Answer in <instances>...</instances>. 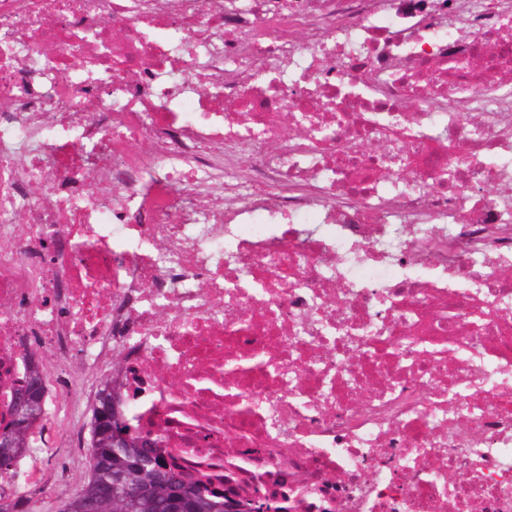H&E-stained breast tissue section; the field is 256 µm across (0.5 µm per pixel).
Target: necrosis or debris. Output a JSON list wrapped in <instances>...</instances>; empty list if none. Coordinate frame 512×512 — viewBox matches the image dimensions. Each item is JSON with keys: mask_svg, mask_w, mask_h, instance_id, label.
<instances>
[{"mask_svg": "<svg viewBox=\"0 0 512 512\" xmlns=\"http://www.w3.org/2000/svg\"><path fill=\"white\" fill-rule=\"evenodd\" d=\"M273 512H512V0H0V427ZM39 355L35 360L40 365L43 370V361L40 358ZM35 361H31L30 364L27 367L26 375L24 382L21 385L14 394L11 406H10V413H11V421L9 425L5 428V431L7 434H5V437H8L6 435L10 436H22V433L19 430L15 429L16 425V419H15V409L17 405V414L18 417H20L24 423L23 426H29L32 427L39 419V413L40 408L42 407L43 400H44V406H45V399H44V382L42 375H35L30 379L29 385L28 384V373L31 370L32 366L38 367L39 365L37 363H33ZM32 363V364H31ZM27 386V389H26ZM26 389L25 395L20 399L22 393ZM20 399V400H19ZM19 400V401H18Z\"/></svg>", "mask_w": 512, "mask_h": 512, "instance_id": "necrosis-or-debris-1", "label": "necrosis or debris"}]
</instances>
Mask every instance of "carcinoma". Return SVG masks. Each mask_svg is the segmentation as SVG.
<instances>
[{"label":"carcinoma","mask_w":512,"mask_h":512,"mask_svg":"<svg viewBox=\"0 0 512 512\" xmlns=\"http://www.w3.org/2000/svg\"><path fill=\"white\" fill-rule=\"evenodd\" d=\"M120 401L110 391L99 397L101 414H92L91 433L101 431L93 458L87 459L90 472L82 488L94 503L92 512H171L173 494L185 496L187 512H227L233 502L220 490H208L180 470L163 464L156 455V442L149 438H128L123 413L115 410ZM151 490L143 498L139 492ZM31 499L19 491L0 492V512H36Z\"/></svg>","instance_id":"obj_1"}]
</instances>
